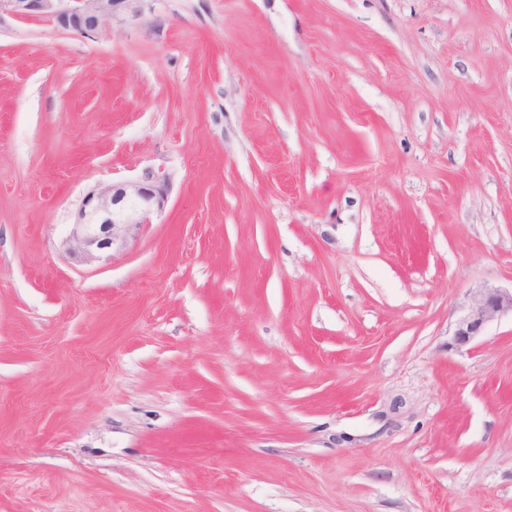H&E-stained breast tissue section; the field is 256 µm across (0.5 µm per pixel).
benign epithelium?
Segmentation results:
<instances>
[{"mask_svg": "<svg viewBox=\"0 0 512 512\" xmlns=\"http://www.w3.org/2000/svg\"><path fill=\"white\" fill-rule=\"evenodd\" d=\"M0 0V12L19 17L47 15L64 27L89 33L111 21L119 5L130 0ZM166 196L149 179L97 187L83 198L77 221L68 239L72 253L87 262L112 256L125 245L134 229L162 211ZM512 314V290L480 288L467 311L458 319L453 344L465 346L475 341L492 322Z\"/></svg>", "mask_w": 512, "mask_h": 512, "instance_id": "7a95c632", "label": "benign epithelium"}]
</instances>
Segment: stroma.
I'll list each match as a JSON object with an SVG mask.
<instances>
[{
  "label": "stroma",
  "instance_id": "35a3bbf8",
  "mask_svg": "<svg viewBox=\"0 0 512 512\" xmlns=\"http://www.w3.org/2000/svg\"><path fill=\"white\" fill-rule=\"evenodd\" d=\"M162 213L70 255L92 188ZM512 0L0 13V512H512ZM509 313L512 317V289H478L474 302L456 323L453 344L465 346L472 343L489 324Z\"/></svg>",
  "mask_w": 512,
  "mask_h": 512
}]
</instances>
